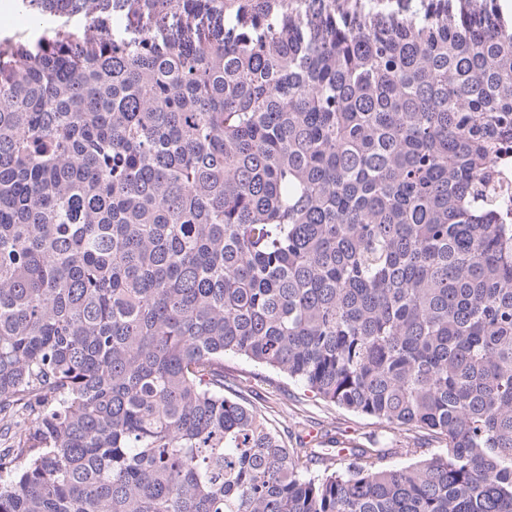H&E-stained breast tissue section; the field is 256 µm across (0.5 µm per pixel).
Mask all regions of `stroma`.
Listing matches in <instances>:
<instances>
[{
	"label": "stroma",
	"instance_id": "stroma-1",
	"mask_svg": "<svg viewBox=\"0 0 512 512\" xmlns=\"http://www.w3.org/2000/svg\"><path fill=\"white\" fill-rule=\"evenodd\" d=\"M224 370L249 390L251 401L262 408L288 447L296 448L306 441L312 447L332 451L358 446L382 448L386 451L381 460L385 467H404L442 451V442L428 441L420 431L389 428L374 418L322 401L301 384L242 357L225 356Z\"/></svg>",
	"mask_w": 512,
	"mask_h": 512
}]
</instances>
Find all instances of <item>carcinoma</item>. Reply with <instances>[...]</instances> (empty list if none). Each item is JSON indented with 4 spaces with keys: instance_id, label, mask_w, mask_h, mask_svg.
<instances>
[{
    "instance_id": "cac0c4a2",
    "label": "carcinoma",
    "mask_w": 512,
    "mask_h": 512,
    "mask_svg": "<svg viewBox=\"0 0 512 512\" xmlns=\"http://www.w3.org/2000/svg\"><path fill=\"white\" fill-rule=\"evenodd\" d=\"M20 2L0 512H512L497 0ZM227 354L445 448L290 451Z\"/></svg>"
}]
</instances>
